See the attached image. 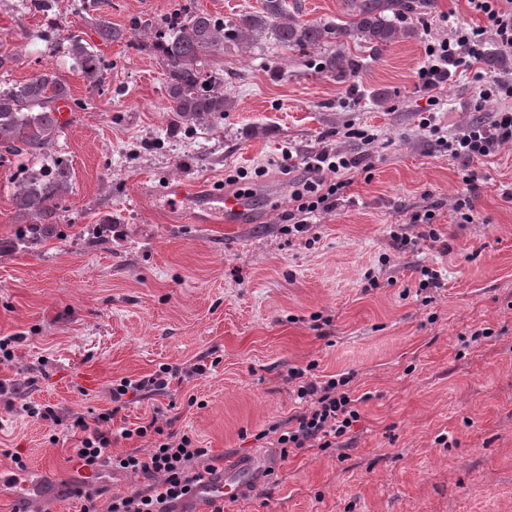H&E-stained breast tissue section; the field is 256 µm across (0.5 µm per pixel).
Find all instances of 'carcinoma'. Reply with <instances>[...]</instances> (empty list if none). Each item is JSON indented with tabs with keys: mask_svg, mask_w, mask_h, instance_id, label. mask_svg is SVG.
<instances>
[{
	"mask_svg": "<svg viewBox=\"0 0 512 512\" xmlns=\"http://www.w3.org/2000/svg\"><path fill=\"white\" fill-rule=\"evenodd\" d=\"M351 20L344 24L302 22L288 11L287 0H262L261 8L224 22L206 11L173 13L158 23L150 40L140 47L155 54L166 73L167 110L183 125H198L224 112L228 98L223 78L205 70L208 57L228 43H246L254 33L271 31L286 48L315 49L333 39H352L377 50L392 44L400 33L397 17L410 8L405 0H346ZM70 53L82 74L102 76L100 59L79 39ZM355 61L338 53L322 69L341 74ZM71 100L69 86L54 72L42 71L23 83L0 87V150L9 155L40 156L55 143L63 124L55 117L57 103ZM66 160L55 158L47 168L27 169L16 178L11 202L27 217L31 245L46 240L58 223L62 196L69 189Z\"/></svg>",
	"mask_w": 512,
	"mask_h": 512,
	"instance_id": "1",
	"label": "carcinoma"
}]
</instances>
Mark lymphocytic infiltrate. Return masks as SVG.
I'll list each match as a JSON object with an SVG mask.
<instances>
[{
  "label": "lymphocytic infiltrate",
  "mask_w": 512,
  "mask_h": 512,
  "mask_svg": "<svg viewBox=\"0 0 512 512\" xmlns=\"http://www.w3.org/2000/svg\"><path fill=\"white\" fill-rule=\"evenodd\" d=\"M471 9L485 16L487 29H459L453 36L428 46L427 60L418 71L417 87L429 93L447 82L451 70L474 69L483 56L482 36L491 33L498 47L512 54V7L502 0H468ZM449 155L471 160L487 158L512 144V113L503 112L491 125H473L448 138H441ZM308 173L301 190L291 199L300 215L294 222L296 233L309 231L310 219L319 210L332 207L337 197L349 185V177L368 171L365 156L321 151L306 161ZM336 173L337 179L326 182L323 171ZM204 365L184 369L178 366H161L159 371L142 380L121 379L112 388L113 401L131 391L145 388L162 390L173 380H186L205 374ZM297 380L296 394L304 408L291 416L287 423L270 426L282 448H332L343 437L359 416L358 400L351 390V375L317 380L307 368L291 372ZM121 438H137L144 445L131 451L116 454L107 433L94 429L83 437L78 447L83 469L99 472L104 466L131 472L150 479L151 485L143 492L114 495L104 512H174L178 503L198 497V486L206 475L212 474L210 465L204 464L205 449L195 447L188 435L164 432L156 420L122 427Z\"/></svg>",
  "instance_id": "obj_1"
}]
</instances>
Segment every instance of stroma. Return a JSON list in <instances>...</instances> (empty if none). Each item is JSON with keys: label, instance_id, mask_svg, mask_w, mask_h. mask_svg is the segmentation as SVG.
<instances>
[{"label": "stroma", "instance_id": "obj_1", "mask_svg": "<svg viewBox=\"0 0 512 512\" xmlns=\"http://www.w3.org/2000/svg\"><path fill=\"white\" fill-rule=\"evenodd\" d=\"M97 2L87 13L82 0H52L44 14L0 0V86L53 71L74 100L52 149L68 162L69 191L37 246L11 205L17 159L0 160V337L13 353L0 383L59 416L0 401V512H81L83 499L68 497L82 479L74 422L110 408L113 427L154 417L192 436L208 463L250 465L255 484L224 512H512V145L487 161L453 158L421 126L431 112L455 132L512 111L510 98L480 97L481 82L512 72V55L490 43L482 80L457 70L435 93L416 86L428 45L484 16L466 0H433L378 51H299L256 35L209 60L231 100L224 116L180 127L163 64L140 47L150 24L186 7L232 20L261 0ZM103 20L123 40L103 42ZM74 35L102 58L100 86L74 69ZM334 53L357 69L322 72ZM350 125L378 136L369 171L307 234H289L304 175L289 154L357 153ZM168 182L249 191L257 216L224 224L205 203L201 223L187 222L184 202L160 194ZM462 199L471 221L456 211ZM424 212L439 242L395 245L391 232L416 238L412 217ZM425 266L440 287H420ZM478 329L488 335L472 341ZM311 362L320 377L353 374L368 399L341 447L285 453L268 429L298 412L289 372ZM186 363L207 371L113 405L120 379ZM16 453L34 488L15 485Z\"/></svg>", "mask_w": 512, "mask_h": 512}]
</instances>
